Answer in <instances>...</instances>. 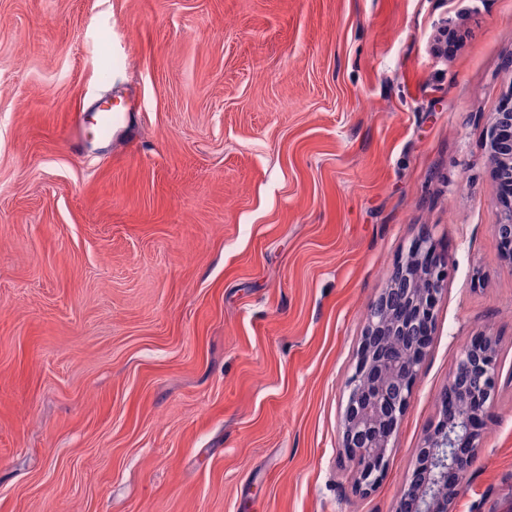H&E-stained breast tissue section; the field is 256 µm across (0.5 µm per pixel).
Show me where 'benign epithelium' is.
I'll use <instances>...</instances> for the list:
<instances>
[{
  "mask_svg": "<svg viewBox=\"0 0 512 512\" xmlns=\"http://www.w3.org/2000/svg\"><path fill=\"white\" fill-rule=\"evenodd\" d=\"M490 163L512 167V107L494 117L490 129ZM498 239L512 240V203L506 202ZM412 250L416 262L399 265L389 284L403 280L400 307L394 315L369 317L363 346L350 381L344 411L343 448L353 462L357 486L373 488L382 477L386 453L400 417L409 405L419 366L432 341L434 310L448 278V261L427 234ZM499 376L492 337H474L460 355L455 375L444 390L442 419L417 453L418 467L399 501L409 512H453L463 479L479 447V426Z\"/></svg>",
  "mask_w": 512,
  "mask_h": 512,
  "instance_id": "1",
  "label": "benign epithelium"
}]
</instances>
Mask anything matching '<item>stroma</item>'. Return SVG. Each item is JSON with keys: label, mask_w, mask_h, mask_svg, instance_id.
Returning a JSON list of instances; mask_svg holds the SVG:
<instances>
[{"label": "stroma", "mask_w": 512, "mask_h": 512, "mask_svg": "<svg viewBox=\"0 0 512 512\" xmlns=\"http://www.w3.org/2000/svg\"><path fill=\"white\" fill-rule=\"evenodd\" d=\"M115 85L126 125L73 154ZM510 99L512 0H0V512H396L481 332L455 510L512 512ZM423 233L450 274L362 492L347 383ZM489 135L491 165L494 168L512 167V107L496 114Z\"/></svg>", "instance_id": "stroma-1"}]
</instances>
